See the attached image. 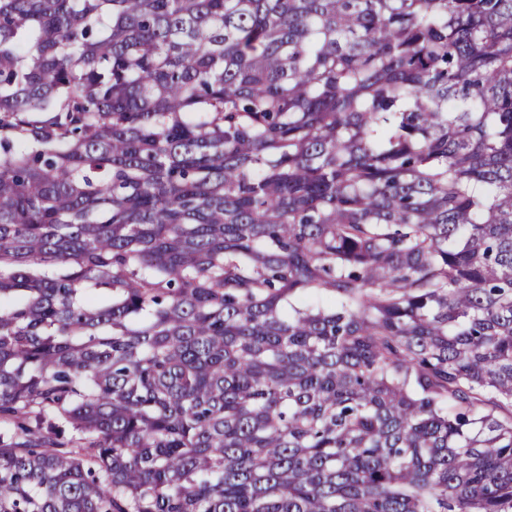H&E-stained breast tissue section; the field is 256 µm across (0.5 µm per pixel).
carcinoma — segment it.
I'll return each instance as SVG.
<instances>
[{
	"instance_id": "obj_1",
	"label": "carcinoma",
	"mask_w": 512,
	"mask_h": 512,
	"mask_svg": "<svg viewBox=\"0 0 512 512\" xmlns=\"http://www.w3.org/2000/svg\"><path fill=\"white\" fill-rule=\"evenodd\" d=\"M0 512H512V0H0Z\"/></svg>"
}]
</instances>
